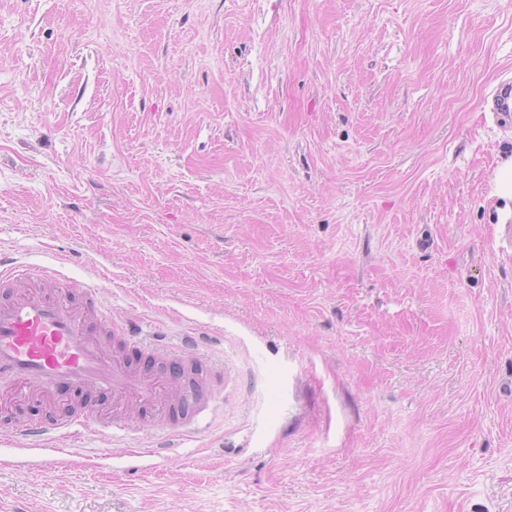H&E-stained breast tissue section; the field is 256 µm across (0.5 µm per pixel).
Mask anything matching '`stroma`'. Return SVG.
Instances as JSON below:
<instances>
[{
	"mask_svg": "<svg viewBox=\"0 0 512 512\" xmlns=\"http://www.w3.org/2000/svg\"><path fill=\"white\" fill-rule=\"evenodd\" d=\"M512 0H0V258L200 338L213 409L10 438L0 512H512ZM492 110L494 115L501 121L510 122L512 112V90L511 83L501 84L492 96ZM496 195L505 201V207L501 210L506 217L510 215L509 200H512V158L499 168L495 180Z\"/></svg>",
	"mask_w": 512,
	"mask_h": 512,
	"instance_id": "1",
	"label": "stroma"
}]
</instances>
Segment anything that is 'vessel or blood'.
<instances>
[{"instance_id":"1","label":"vessel or blood","mask_w":512,"mask_h":512,"mask_svg":"<svg viewBox=\"0 0 512 512\" xmlns=\"http://www.w3.org/2000/svg\"><path fill=\"white\" fill-rule=\"evenodd\" d=\"M492 110L504 122L512 120V84L503 83L492 96ZM48 270L14 266L0 270V380L9 381L17 396H38L46 418L19 428L30 446L39 447L50 433L65 435L82 430H125L121 418L112 422L70 403L57 402L59 393L95 390L112 399V407L132 406L155 412L165 430L173 432L194 423L213 399L211 373L187 382L185 372L198 362L195 345L172 348L145 343L138 332L124 330L123 339L134 349L147 348L165 359L156 370L108 354L101 342L112 327L111 316L98 307L92 289H85V305L77 307L58 292L47 291Z\"/></svg>"}]
</instances>
